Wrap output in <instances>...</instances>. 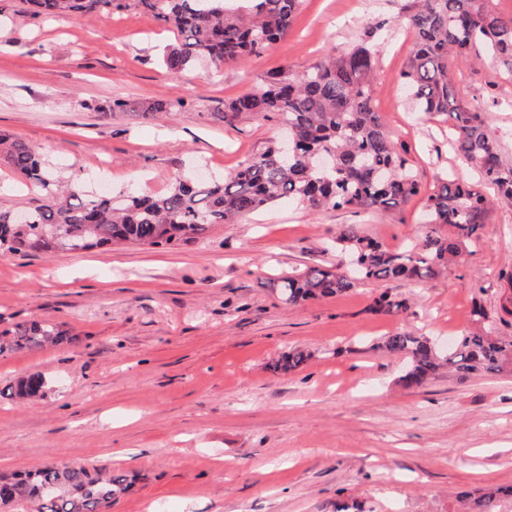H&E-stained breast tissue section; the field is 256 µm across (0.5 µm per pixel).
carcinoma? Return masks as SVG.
Returning <instances> with one entry per match:
<instances>
[{"mask_svg":"<svg viewBox=\"0 0 512 512\" xmlns=\"http://www.w3.org/2000/svg\"><path fill=\"white\" fill-rule=\"evenodd\" d=\"M226 2L25 0L35 18L132 6L149 10L177 36L164 60L172 75L198 60L208 61L219 73L271 50L288 36L303 0H242L235 9ZM407 27L413 43L402 81L414 111L448 120L458 156L497 187L500 202L511 205L512 165L503 163L500 143L481 109L458 99L451 72L460 64L490 59L512 76V14L494 10L489 0H417ZM376 54L375 46L362 42L341 53L332 51L301 71L285 65L267 72L261 88L224 103L222 118L231 125L258 115L275 118L296 137L295 146L273 142L222 180L183 176L153 195L129 191L90 198L76 184L61 190L30 144L0 135V156L43 191L29 206L0 208V248L51 252L74 242L83 251L118 243L160 247L188 242L207 225L247 217L280 200L312 210L386 211L423 194V232L417 244L391 251L350 229L336 237V250L347 255L350 268L309 267L279 277L271 286L288 303L299 304L343 295L361 281L434 277L461 255L485 224L493 202L452 178L424 193L405 151L374 108ZM181 106V101H146L135 108L142 118L155 121ZM408 308L406 300L383 292L372 311L399 315ZM76 342L56 323H19L0 332V355ZM369 350L406 360L402 380L409 387L424 384L445 367L462 378L512 371V338L495 335L491 326L457 337L449 351L407 330L381 338ZM310 357L292 351L274 369L295 370ZM44 387L43 376L32 373L19 377L8 391L24 399ZM128 488V475L121 470L41 462L0 475V506L31 502L37 504L36 512H102ZM501 501V491L488 488L473 499L470 512H500Z\"/></svg>","mask_w":512,"mask_h":512,"instance_id":"carcinoma-1","label":"carcinoma"}]
</instances>
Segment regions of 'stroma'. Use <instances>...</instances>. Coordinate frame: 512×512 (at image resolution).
<instances>
[{
    "label": "stroma",
    "mask_w": 512,
    "mask_h": 512,
    "mask_svg": "<svg viewBox=\"0 0 512 512\" xmlns=\"http://www.w3.org/2000/svg\"><path fill=\"white\" fill-rule=\"evenodd\" d=\"M413 0H303L275 50L211 73L172 75L176 36L139 7L34 18L0 7V133L38 150L61 181L85 191L153 194L203 169L224 178L282 132L273 120L234 125L227 100L258 89L281 65L300 70L385 19L373 104L424 187L448 174L482 184L447 124L418 120L402 89ZM457 95L488 106V127L512 165V76L492 62L452 73ZM182 101L159 121L106 114L113 99ZM421 200L386 212L309 210L285 201L212 224L172 248L122 245L49 255L0 250V330L51 320L72 346L0 356V473L51 461L106 465L136 482L112 512H456L455 496L512 487V375L452 373L406 387L401 359L368 343L407 330L437 341L473 331L482 303L512 336V206L494 208L447 271L425 282H360L298 305L271 279L337 262L346 228L404 250L422 227ZM406 314L372 306L384 291ZM310 360L275 370L283 354ZM47 385L3 397L23 375Z\"/></svg>",
    "instance_id": "35a3bbf8"
}]
</instances>
